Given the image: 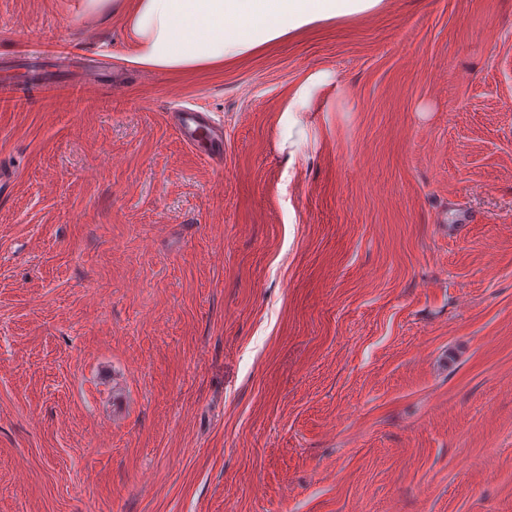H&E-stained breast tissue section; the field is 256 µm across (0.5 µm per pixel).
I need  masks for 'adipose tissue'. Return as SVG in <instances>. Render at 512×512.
<instances>
[{"label":"adipose tissue","instance_id":"adipose-tissue-1","mask_svg":"<svg viewBox=\"0 0 512 512\" xmlns=\"http://www.w3.org/2000/svg\"><path fill=\"white\" fill-rule=\"evenodd\" d=\"M382 0H82L84 13H123L133 60L145 68L202 70L256 52L315 24L375 12Z\"/></svg>","mask_w":512,"mask_h":512}]
</instances>
